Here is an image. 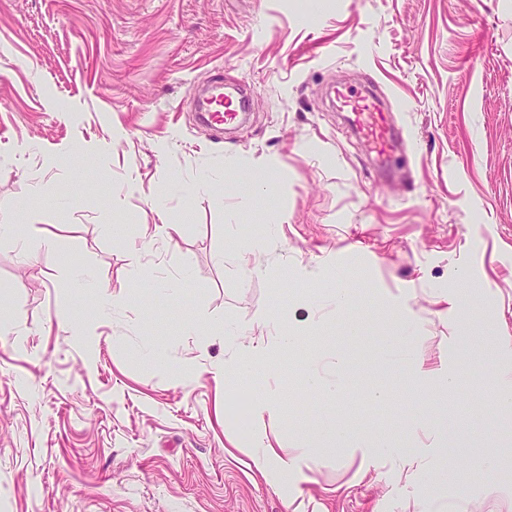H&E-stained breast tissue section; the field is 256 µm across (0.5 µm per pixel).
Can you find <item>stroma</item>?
<instances>
[{"mask_svg": "<svg viewBox=\"0 0 512 512\" xmlns=\"http://www.w3.org/2000/svg\"><path fill=\"white\" fill-rule=\"evenodd\" d=\"M218 76L248 98L229 139L189 97ZM369 77L410 135L389 176L325 104ZM131 175L142 194H122ZM249 182L268 189L244 210ZM160 192L182 230L145 247ZM282 216L250 275L242 243ZM9 218L55 245L0 241V512H506L512 413L470 377L483 354L463 339L512 371V0H0ZM71 263L109 286L112 319L74 296ZM140 266L174 291L144 296ZM334 281L353 296L337 313L319 303ZM259 309L300 343L213 376L266 338ZM404 329L420 360L385 355ZM147 339L185 373L143 360ZM331 361L334 392L310 391ZM328 418L365 447L316 445ZM260 436L311 465L260 474Z\"/></svg>", "mask_w": 512, "mask_h": 512, "instance_id": "stroma-1", "label": "stroma"}]
</instances>
